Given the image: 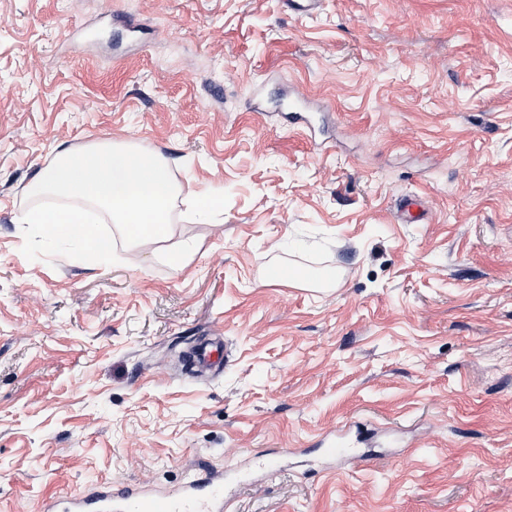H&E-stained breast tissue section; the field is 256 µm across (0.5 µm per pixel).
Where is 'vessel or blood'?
<instances>
[{
	"mask_svg": "<svg viewBox=\"0 0 512 512\" xmlns=\"http://www.w3.org/2000/svg\"><path fill=\"white\" fill-rule=\"evenodd\" d=\"M218 343L200 344L192 354V365L203 370L221 357ZM220 473L191 478L176 493L150 489L130 491L103 487L87 494L45 502L42 512H224L227 503Z\"/></svg>",
	"mask_w": 512,
	"mask_h": 512,
	"instance_id": "obj_1",
	"label": "vessel or blood"
}]
</instances>
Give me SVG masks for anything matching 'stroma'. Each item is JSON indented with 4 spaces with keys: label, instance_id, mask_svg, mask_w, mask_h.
<instances>
[{
    "label": "stroma",
    "instance_id": "35a3bbf8",
    "mask_svg": "<svg viewBox=\"0 0 512 512\" xmlns=\"http://www.w3.org/2000/svg\"><path fill=\"white\" fill-rule=\"evenodd\" d=\"M102 140L223 193L182 268L23 255L26 184ZM202 469L232 512H512V0H0V512ZM222 351L218 341L200 344L192 354V365L197 370H203L214 363L221 357Z\"/></svg>",
    "mask_w": 512,
    "mask_h": 512
}]
</instances>
